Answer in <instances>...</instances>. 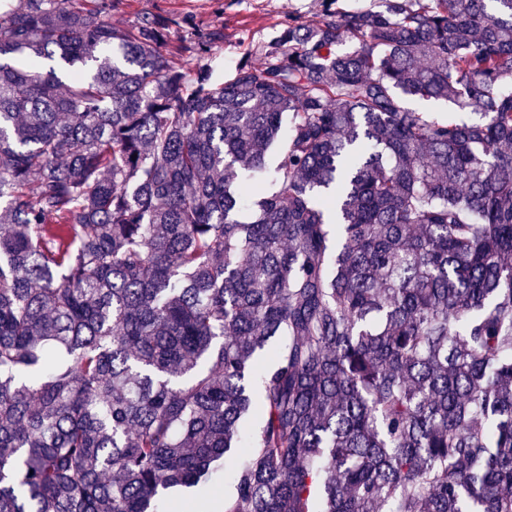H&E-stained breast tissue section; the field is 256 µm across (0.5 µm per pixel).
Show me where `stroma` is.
<instances>
[{"label": "stroma", "mask_w": 512, "mask_h": 512, "mask_svg": "<svg viewBox=\"0 0 512 512\" xmlns=\"http://www.w3.org/2000/svg\"><path fill=\"white\" fill-rule=\"evenodd\" d=\"M320 5L321 0H109L106 19L115 27L131 25L145 14L169 20L171 49L166 61L186 72L198 63L192 49L197 37L219 33L209 64L214 78L226 80L257 45L270 42L285 21H308ZM237 463L233 456L221 460L205 506H198L193 489L180 488L166 495V512H220L228 490L224 474Z\"/></svg>", "instance_id": "stroma-1"}]
</instances>
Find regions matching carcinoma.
<instances>
[{
    "instance_id": "cac0c4a2",
    "label": "carcinoma",
    "mask_w": 512,
    "mask_h": 512,
    "mask_svg": "<svg viewBox=\"0 0 512 512\" xmlns=\"http://www.w3.org/2000/svg\"><path fill=\"white\" fill-rule=\"evenodd\" d=\"M104 10L0 9V512L233 448L224 512H512V0H322L222 82ZM407 106L416 112H432L435 115L444 117L446 119L464 120L468 122H474L478 120V116L473 112L454 111L448 108L443 102L437 101H426L419 99H408L406 101Z\"/></svg>"
}]
</instances>
